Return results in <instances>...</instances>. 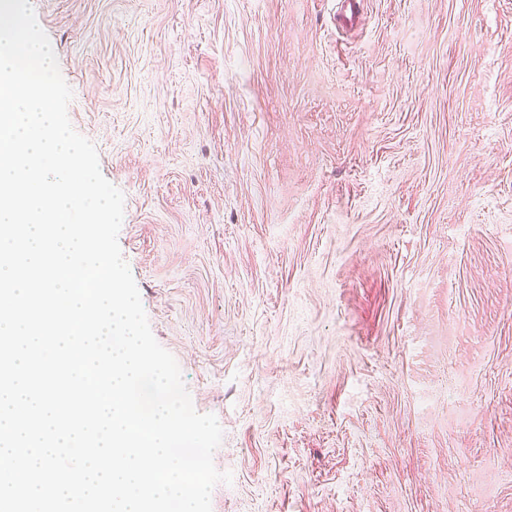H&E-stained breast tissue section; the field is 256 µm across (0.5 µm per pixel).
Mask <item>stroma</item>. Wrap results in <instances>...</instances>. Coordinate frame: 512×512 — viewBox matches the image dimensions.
I'll use <instances>...</instances> for the list:
<instances>
[{
	"instance_id": "1",
	"label": "stroma",
	"mask_w": 512,
	"mask_h": 512,
	"mask_svg": "<svg viewBox=\"0 0 512 512\" xmlns=\"http://www.w3.org/2000/svg\"><path fill=\"white\" fill-rule=\"evenodd\" d=\"M31 2L212 512H512V0ZM336 23L343 29L357 26L363 16L364 0H336Z\"/></svg>"
}]
</instances>
